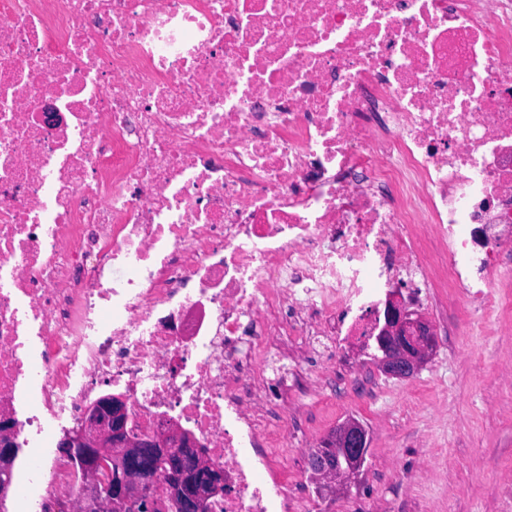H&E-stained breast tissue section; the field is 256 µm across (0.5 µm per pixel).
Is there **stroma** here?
Here are the masks:
<instances>
[{
  "instance_id": "stroma-1",
  "label": "stroma",
  "mask_w": 512,
  "mask_h": 512,
  "mask_svg": "<svg viewBox=\"0 0 512 512\" xmlns=\"http://www.w3.org/2000/svg\"><path fill=\"white\" fill-rule=\"evenodd\" d=\"M423 314L437 346L412 377L373 360L345 388L314 367L320 386L299 401L290 438L299 497L316 494L309 455L338 424L355 417L369 438L354 484L319 496L320 512H512V313L472 333L462 306L436 294Z\"/></svg>"
}]
</instances>
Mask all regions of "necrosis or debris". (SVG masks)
<instances>
[{
	"label": "necrosis or debris",
	"instance_id": "obj_1",
	"mask_svg": "<svg viewBox=\"0 0 512 512\" xmlns=\"http://www.w3.org/2000/svg\"><path fill=\"white\" fill-rule=\"evenodd\" d=\"M400 285L512 308V0H0V512H78L107 388L302 512L271 385Z\"/></svg>",
	"mask_w": 512,
	"mask_h": 512
}]
</instances>
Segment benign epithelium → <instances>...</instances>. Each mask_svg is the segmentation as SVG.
Returning a JSON list of instances; mask_svg holds the SVG:
<instances>
[{
    "label": "benign epithelium",
    "instance_id": "1",
    "mask_svg": "<svg viewBox=\"0 0 512 512\" xmlns=\"http://www.w3.org/2000/svg\"><path fill=\"white\" fill-rule=\"evenodd\" d=\"M434 336L427 320L411 317L402 302L388 298L376 337L384 373L412 376L433 352ZM129 420L127 399L106 397L85 425L58 443L66 455L84 459L81 512H206L208 500L224 491V471L197 452L181 428L138 434ZM367 454V429L349 418L312 454V478L343 491Z\"/></svg>",
    "mask_w": 512,
    "mask_h": 512
}]
</instances>
